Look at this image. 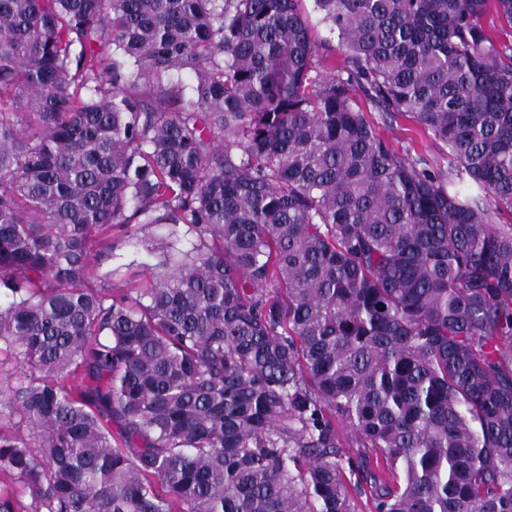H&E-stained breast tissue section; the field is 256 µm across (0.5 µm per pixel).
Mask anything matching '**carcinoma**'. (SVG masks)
<instances>
[{
  "instance_id": "cac0c4a2",
  "label": "carcinoma",
  "mask_w": 512,
  "mask_h": 512,
  "mask_svg": "<svg viewBox=\"0 0 512 512\" xmlns=\"http://www.w3.org/2000/svg\"><path fill=\"white\" fill-rule=\"evenodd\" d=\"M303 2L0 0V512H512V0ZM358 99L364 111L368 113L394 149L401 153L409 152L412 155L417 153L423 156L432 167L447 166V148L436 141L429 132L421 129L410 117L390 118L383 112H378L364 96ZM156 262V257L149 256L145 251L141 250L137 262L132 266H122L120 272L114 276L112 281L113 287L127 288L140 284L149 276L148 266L154 265Z\"/></svg>"
}]
</instances>
